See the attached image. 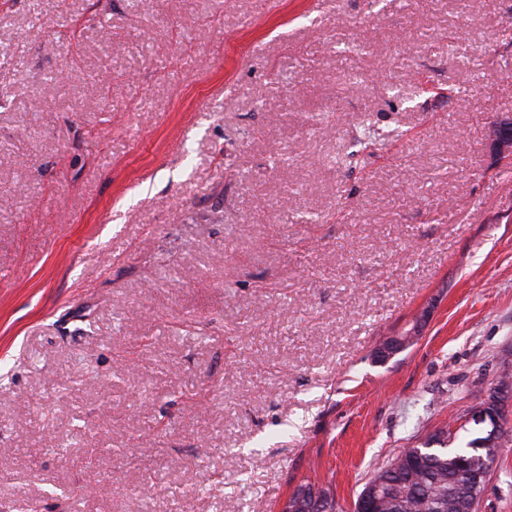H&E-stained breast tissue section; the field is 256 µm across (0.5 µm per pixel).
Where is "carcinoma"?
<instances>
[{"label":"carcinoma","instance_id":"obj_1","mask_svg":"<svg viewBox=\"0 0 512 512\" xmlns=\"http://www.w3.org/2000/svg\"><path fill=\"white\" fill-rule=\"evenodd\" d=\"M425 463L414 476H409L407 460L413 450L402 449L387 462L376 465L369 480L378 484L383 508L381 512H477L479 500L466 473L450 468L456 457L475 459L478 466L489 471L495 458L475 449V441L450 448H423Z\"/></svg>","mask_w":512,"mask_h":512}]
</instances>
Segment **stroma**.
<instances>
[{
  "instance_id": "obj_1",
  "label": "stroma",
  "mask_w": 512,
  "mask_h": 512,
  "mask_svg": "<svg viewBox=\"0 0 512 512\" xmlns=\"http://www.w3.org/2000/svg\"><path fill=\"white\" fill-rule=\"evenodd\" d=\"M511 114L512 0H0V512H351L482 436ZM490 146L499 160L512 159V118L499 119L490 125ZM429 316L430 309L425 307L403 329L387 336L374 349V360L384 363L411 347L421 337ZM304 498H306L308 501H312L313 505L316 503L319 505L323 503L326 506L328 504H334L336 506L335 499L330 496L325 488L311 486L306 487L300 495H297L294 498L291 494L284 502L282 509H285L288 506V512H311L317 510L306 507L304 504Z\"/></svg>"
}]
</instances>
